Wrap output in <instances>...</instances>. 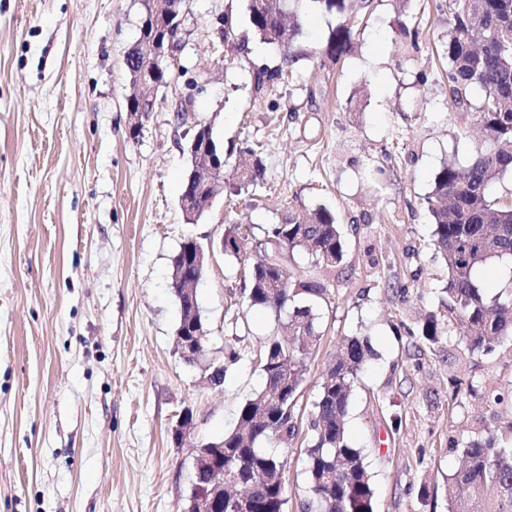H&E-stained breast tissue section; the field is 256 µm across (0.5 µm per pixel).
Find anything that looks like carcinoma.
<instances>
[{"label": "carcinoma", "instance_id": "obj_1", "mask_svg": "<svg viewBox=\"0 0 512 512\" xmlns=\"http://www.w3.org/2000/svg\"><path fill=\"white\" fill-rule=\"evenodd\" d=\"M338 23L321 52V66L337 62L352 47V23L365 19L372 0H314ZM184 4L169 3L168 14L158 16L145 10L140 31L128 57L133 87H163L165 72L155 63L176 37V20ZM436 11H448V39L438 55L446 61L448 110L477 112L486 132V143L476 150L468 165L444 164L436 173L432 190L425 198L433 223L432 245L447 270L448 320L430 314L424 318L421 336L430 345L445 335L458 332L472 352L490 355L512 344V292L487 297L474 281L476 269L494 259L512 260V192L495 195L497 178L512 172V0H436ZM247 28L233 14H224L219 39L230 51L242 53L254 37L275 44L284 51L279 65L249 64L251 89L262 94L294 81L293 43L301 27L283 0H247ZM406 50L418 48L419 25L397 22ZM480 92L473 103L474 91ZM240 151L255 157L250 168L241 171L239 182L225 185L215 181L203 192L199 182L185 179L182 196L198 203L214 199L219 190L235 195L264 177L257 149ZM264 239H275L288 250L306 252L319 269H332L344 259L345 241L336 216L325 206L307 212L291 211L278 224L263 229ZM224 255L243 265L248 279L250 306L268 310L275 317L288 311V335L269 338L259 353L264 389L247 400L239 411L238 427L212 445L224 449V463L237 464L238 476L251 490L255 512H283L286 502L284 461L261 447L276 439L286 446L295 436V408L307 372V359L321 339L313 313L314 303L326 288L313 278H294L285 268L272 264L270 256L250 262L240 225L224 230ZM278 279L282 288L269 291L267 282ZM371 356L367 339L346 340L335 362L323 374L320 392L313 403L310 438L306 450L309 496L303 512H372L370 477L360 449L351 445L345 418L360 368ZM468 392L492 405L512 400L486 384H469ZM511 444H496L495 431L485 438L467 442L453 440L460 449L458 465L448 474V512H512V421L505 423Z\"/></svg>", "mask_w": 512, "mask_h": 512}]
</instances>
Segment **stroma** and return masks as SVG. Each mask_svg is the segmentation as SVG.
I'll list each match as a JSON object with an SVG mask.
<instances>
[{"label":"stroma","instance_id":"obj_1","mask_svg":"<svg viewBox=\"0 0 512 512\" xmlns=\"http://www.w3.org/2000/svg\"><path fill=\"white\" fill-rule=\"evenodd\" d=\"M245 4L189 0L181 67L134 137L125 56L141 0H0V512H181L196 448L232 430L263 389L258 354L277 322L248 308L237 261L214 252L198 289L205 357L223 362L231 346L240 358L222 386L207 385L176 348L172 260L185 239L219 241L232 222L261 240L291 210L328 207L345 256L330 271L302 251L282 256L291 274L326 288L296 435L285 448L267 443L286 462L284 512H302L312 404L346 338L368 337L374 351L346 424L373 512H447L458 458L449 437L512 419L511 403L465 392L472 380L512 387L511 354L472 353L455 337L431 346L417 334L448 300L424 199L444 163L467 164L485 140L477 113L447 106L437 55L446 16L435 0H374L354 49L323 69L316 54L336 17L299 10V79L257 96L248 65L279 64L281 51L253 39L240 57L216 34L225 12L244 21ZM401 15L422 31L406 58L394 48ZM187 98L230 149L224 182L235 180L243 141L261 144L265 167L257 185L216 197L194 224L180 207L191 164L176 106ZM187 409L196 429L174 441Z\"/></svg>","mask_w":512,"mask_h":512}]
</instances>
